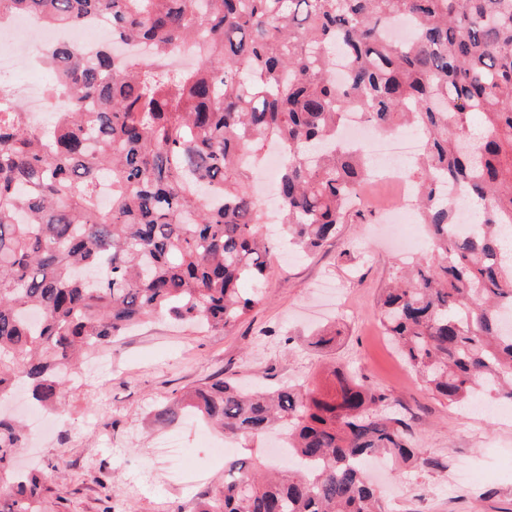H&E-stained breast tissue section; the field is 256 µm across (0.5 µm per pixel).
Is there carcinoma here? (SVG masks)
Listing matches in <instances>:
<instances>
[{
	"instance_id": "cac0c4a2",
	"label": "carcinoma",
	"mask_w": 512,
	"mask_h": 512,
	"mask_svg": "<svg viewBox=\"0 0 512 512\" xmlns=\"http://www.w3.org/2000/svg\"><path fill=\"white\" fill-rule=\"evenodd\" d=\"M4 12L73 29L104 15L112 39L150 52L50 46L72 105L49 134L0 90V399L23 385L60 409L80 353L160 315L236 326L258 302L243 284L266 279L275 248L252 161L284 148L281 225L312 253L359 215L369 157L341 136L358 112L424 141L411 177L431 258L380 295L386 335L433 395L512 406V0H0ZM181 46L198 63L170 73ZM452 188L477 205L478 229H452ZM335 377L330 396L220 379L159 408L163 426L189 409L229 439L279 426L288 440L274 477L269 461L224 459L196 512H386L368 461H432L385 392ZM26 439L0 416V512H42L49 471L12 466Z\"/></svg>"
}]
</instances>
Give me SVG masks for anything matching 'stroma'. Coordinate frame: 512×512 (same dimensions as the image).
Here are the masks:
<instances>
[{
  "mask_svg": "<svg viewBox=\"0 0 512 512\" xmlns=\"http://www.w3.org/2000/svg\"><path fill=\"white\" fill-rule=\"evenodd\" d=\"M361 195L362 222L341 225L315 255L271 256L259 303L231 331L156 320L107 345L111 376L71 383L62 414L50 415L47 430L28 442V461H66L48 484L52 512H194L196 491L140 485L143 471L164 463L147 449L177 434L211 487L223 482L224 461L209 445L224 436L188 417L159 426L158 407L218 379L245 388L310 382L326 392L334 370L345 367L388 394L430 460L398 477L377 471L386 512H512V409L448 403L398 356L376 299L397 264L424 258L430 246L419 224L390 226L393 182L372 178ZM324 281L335 285L342 309L320 290ZM333 326L343 331L336 345L315 347V332Z\"/></svg>",
  "mask_w": 512,
  "mask_h": 512,
  "instance_id": "obj_1",
  "label": "stroma"
}]
</instances>
